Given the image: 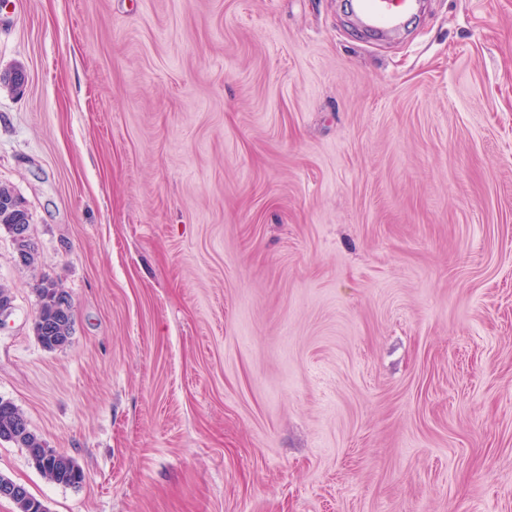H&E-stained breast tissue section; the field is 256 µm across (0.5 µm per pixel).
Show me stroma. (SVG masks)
Instances as JSON below:
<instances>
[{
	"label": "stroma",
	"mask_w": 512,
	"mask_h": 512,
	"mask_svg": "<svg viewBox=\"0 0 512 512\" xmlns=\"http://www.w3.org/2000/svg\"><path fill=\"white\" fill-rule=\"evenodd\" d=\"M0 398L49 512H512V0H0ZM73 310L34 333L36 285ZM415 0H353L361 24L376 33L399 30ZM14 224H18L15 230L16 238L26 239L29 235L27 225L30 226L28 212L9 186L0 185V227L10 234V228ZM36 291L40 300V307L35 321V334L38 341L44 348L53 350L68 342L73 323V314L70 313L72 311L71 304L64 295H61L60 303L62 304L63 311L65 313H70L67 317L66 334L62 335L58 332H54L53 330H49L54 328V325L59 320L60 309L56 296L60 290L55 286V284L41 281L37 284ZM43 328L49 331L42 332ZM57 336L66 337L59 343V338ZM18 424L23 425L22 431H17ZM0 436L19 448H25L34 467L52 483L78 486L84 482L85 474L77 462L67 454L45 448L19 409L11 401L3 399H0Z\"/></svg>",
	"instance_id": "35a3bbf8"
}]
</instances>
